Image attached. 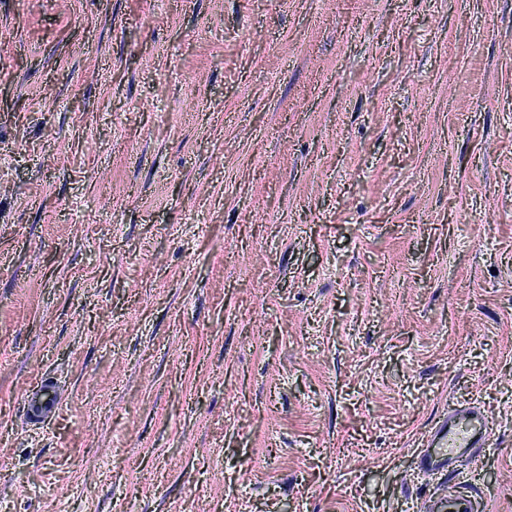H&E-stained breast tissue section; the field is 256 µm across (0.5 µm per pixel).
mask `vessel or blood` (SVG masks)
<instances>
[{"mask_svg":"<svg viewBox=\"0 0 512 512\" xmlns=\"http://www.w3.org/2000/svg\"><path fill=\"white\" fill-rule=\"evenodd\" d=\"M25 405L30 422L42 424L51 421L58 412L61 396L56 386L43 377L33 383ZM495 430L492 415L481 407L472 405L449 410L422 440L418 454L420 470L441 475L454 471L459 458L491 447ZM427 509L428 512H483L480 497L463 492L431 495Z\"/></svg>","mask_w":512,"mask_h":512,"instance_id":"obj_1","label":"vessel or blood"}]
</instances>
